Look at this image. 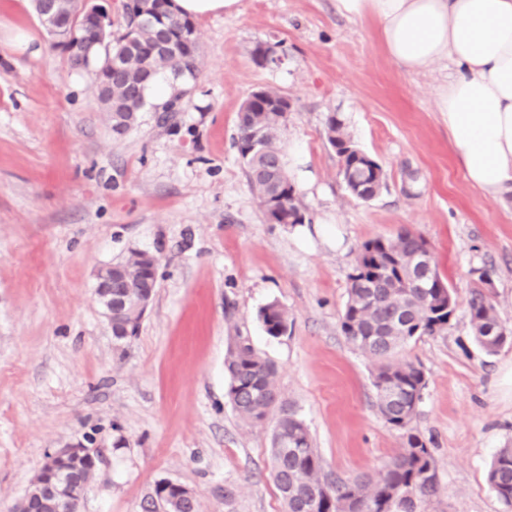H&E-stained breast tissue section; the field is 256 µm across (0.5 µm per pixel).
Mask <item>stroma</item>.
Returning <instances> with one entry per match:
<instances>
[{
  "mask_svg": "<svg viewBox=\"0 0 512 512\" xmlns=\"http://www.w3.org/2000/svg\"><path fill=\"white\" fill-rule=\"evenodd\" d=\"M195 24L203 66L183 111L165 124L144 113L118 136L34 0H0V512H15L48 453L77 443L101 456L79 512H148L163 480L192 490L198 512H281L275 420L244 421L225 396L238 334L275 365L279 401L327 472H377L402 438L340 317L361 245L403 230L426 240L459 302L447 330L400 352L425 374L412 427L439 483L420 512H507L487 471L512 443V344L486 354L465 305L482 290L512 327V198L465 179L436 110L440 72L399 68L376 23L336 0H241ZM259 45L279 63L257 64ZM261 86L291 99L281 145L302 224L267 220L234 146ZM332 113L384 169L372 201L345 188ZM133 250L159 257L157 288L119 343L96 274ZM272 301L289 314L277 338L258 317Z\"/></svg>",
  "mask_w": 512,
  "mask_h": 512,
  "instance_id": "stroma-1",
  "label": "stroma"
}]
</instances>
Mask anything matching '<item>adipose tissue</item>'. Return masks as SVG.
Listing matches in <instances>:
<instances>
[{
  "label": "adipose tissue",
  "instance_id": "adipose-tissue-1",
  "mask_svg": "<svg viewBox=\"0 0 512 512\" xmlns=\"http://www.w3.org/2000/svg\"><path fill=\"white\" fill-rule=\"evenodd\" d=\"M349 19H373L404 71L452 68L436 110L466 179L485 197L512 194V0H336Z\"/></svg>",
  "mask_w": 512,
  "mask_h": 512
}]
</instances>
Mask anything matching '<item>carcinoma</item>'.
Here are the masks:
<instances>
[{"instance_id":"cac0c4a2","label":"carcinoma","mask_w":512,"mask_h":512,"mask_svg":"<svg viewBox=\"0 0 512 512\" xmlns=\"http://www.w3.org/2000/svg\"><path fill=\"white\" fill-rule=\"evenodd\" d=\"M152 19L136 12V0L123 4V32L114 34L112 24L104 43L91 44L86 34L90 22L79 23L64 45L70 66L94 71V86L107 94L98 97L112 115V132L122 136L135 129L141 113L150 110L166 121L183 111L185 98L202 68L197 29L191 18L174 13L169 0H152ZM122 57L115 72L110 57ZM168 72L182 81L168 99L148 102L146 83L152 76ZM288 107L283 92L260 87L238 111L235 147L249 185L266 217L277 224H302V210L280 147L284 127L282 112ZM329 144L339 158L342 181L354 198L369 202L386 187L385 180L362 186L347 178L353 157L360 151L332 113L326 120ZM427 252L426 242L404 230L393 239H374L362 244L348 274V297L340 319L346 340L374 362L372 384L376 407L383 419L403 432L404 442L382 470L372 475L332 477L324 473L322 460L313 447L305 422L290 408L281 407L271 439V475L279 493L282 512H417L438 491L435 461L425 440L410 429L425 388L423 371L414 363L398 359L404 344L415 337L444 331L456 308L448 307V289L436 268L424 278L416 276ZM115 265L136 285L131 300L112 312V336L122 341L138 332L142 312L138 288H148L143 273V253L132 251ZM467 311L474 338L492 355L512 342V328L498 318L495 306L482 291L471 294ZM265 333L278 337L288 328V311L272 301L258 314ZM224 368L228 376L226 397L238 415L248 422L264 420L278 401L276 369L261 357L247 336L230 341ZM496 498L512 510V445L495 454L487 475ZM156 500L165 512H197V499L187 487L155 488Z\"/></svg>"}]
</instances>
